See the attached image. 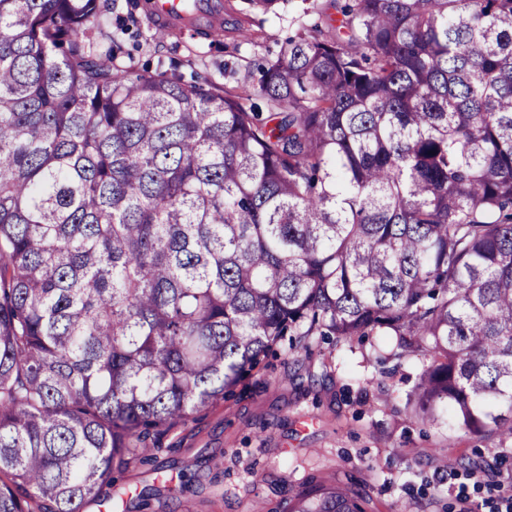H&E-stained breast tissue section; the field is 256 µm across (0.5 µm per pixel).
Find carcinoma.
Instances as JSON below:
<instances>
[{
    "label": "carcinoma",
    "instance_id": "obj_1",
    "mask_svg": "<svg viewBox=\"0 0 512 512\" xmlns=\"http://www.w3.org/2000/svg\"><path fill=\"white\" fill-rule=\"evenodd\" d=\"M105 25L0 0V512H81L287 336L390 337L409 417L512 441V0H336L234 86Z\"/></svg>",
    "mask_w": 512,
    "mask_h": 512
}]
</instances>
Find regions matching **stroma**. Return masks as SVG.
<instances>
[{"label":"stroma","instance_id":"obj_1","mask_svg":"<svg viewBox=\"0 0 512 512\" xmlns=\"http://www.w3.org/2000/svg\"><path fill=\"white\" fill-rule=\"evenodd\" d=\"M289 0L279 15L249 12L245 0H224L235 38L214 42L191 33L160 36L153 20L128 17L125 0L107 10L109 31L124 51L119 69L139 74L179 62L185 80L229 85L274 57L303 18ZM379 336L311 350L281 343L228 395L164 437L147 464H130L106 503L85 512H277L292 491L316 480L361 489L368 512H490L497 482L512 480V443L448 425L408 418L406 397L419 363L388 359Z\"/></svg>","mask_w":512,"mask_h":512}]
</instances>
